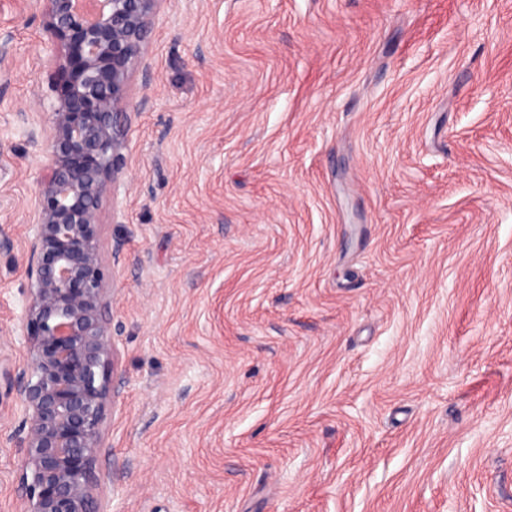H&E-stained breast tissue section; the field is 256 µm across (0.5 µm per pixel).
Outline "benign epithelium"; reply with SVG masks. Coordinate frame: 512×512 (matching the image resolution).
<instances>
[{
    "label": "benign epithelium",
    "mask_w": 512,
    "mask_h": 512,
    "mask_svg": "<svg viewBox=\"0 0 512 512\" xmlns=\"http://www.w3.org/2000/svg\"><path fill=\"white\" fill-rule=\"evenodd\" d=\"M43 0L46 48L60 74L46 161L28 225L26 359L18 392L23 512H104L102 424L118 361L98 212L126 161L118 115L161 0Z\"/></svg>",
    "instance_id": "obj_1"
}]
</instances>
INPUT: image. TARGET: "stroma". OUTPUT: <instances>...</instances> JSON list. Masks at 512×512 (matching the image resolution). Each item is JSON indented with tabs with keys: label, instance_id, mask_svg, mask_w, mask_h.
I'll return each instance as SVG.
<instances>
[{
	"label": "stroma",
	"instance_id": "stroma-1",
	"mask_svg": "<svg viewBox=\"0 0 512 512\" xmlns=\"http://www.w3.org/2000/svg\"><path fill=\"white\" fill-rule=\"evenodd\" d=\"M0 512L57 96L0 0ZM99 209L104 512H512V0H161Z\"/></svg>",
	"mask_w": 512,
	"mask_h": 512
}]
</instances>
